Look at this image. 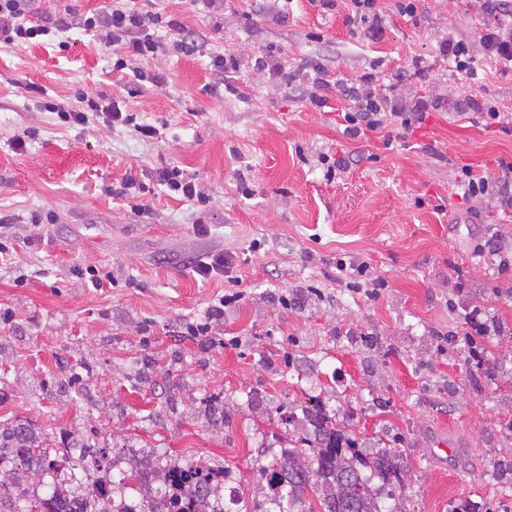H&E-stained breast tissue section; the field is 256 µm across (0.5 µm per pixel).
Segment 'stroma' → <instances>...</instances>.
<instances>
[{
  "instance_id": "stroma-1",
  "label": "stroma",
  "mask_w": 512,
  "mask_h": 512,
  "mask_svg": "<svg viewBox=\"0 0 512 512\" xmlns=\"http://www.w3.org/2000/svg\"><path fill=\"white\" fill-rule=\"evenodd\" d=\"M157 11L198 36L112 69L104 32L73 28L0 44V421L30 424L49 445L89 437L112 464L137 450L166 462L223 467L237 486L224 512L265 505L264 466L301 447L302 409L323 406L360 448L398 454V512H502L512 478V265L476 253L497 237L512 250V213L495 199L467 204L452 188L469 165L500 175L512 135L459 107L477 93L512 114V72L477 58L465 84L438 55L475 35L478 0H419L387 11L381 40L350 22L344 0H158ZM271 51L279 71L259 64ZM233 58L232 76L215 65ZM421 60L424 80L401 68ZM322 65L353 83L373 74L389 96L439 99L413 129L344 133L347 100L327 108L309 75ZM160 72L144 88L134 70ZM123 95L137 122L158 128L68 125L36 97L75 105ZM32 137L15 150L14 139ZM346 157L327 178L323 154ZM176 167L207 207L154 184ZM153 187L120 199L126 176ZM223 251L235 281L205 280L192 257ZM369 264L387 286L351 288L339 260ZM111 272L92 287L86 268ZM239 291L206 336L218 295ZM499 331L476 335L477 323ZM482 351L490 372L477 375ZM454 455L440 449V441ZM241 298L242 296L240 295V292L221 296L218 300V305L212 306L211 312L208 316V321L210 322L213 319H218L224 316V307L231 303L238 302ZM208 321L186 323V332H184V334H187L188 336H206L210 330V323Z\"/></svg>"
}]
</instances>
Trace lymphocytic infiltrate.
I'll use <instances>...</instances> for the list:
<instances>
[{
  "label": "lymphocytic infiltrate",
  "mask_w": 512,
  "mask_h": 512,
  "mask_svg": "<svg viewBox=\"0 0 512 512\" xmlns=\"http://www.w3.org/2000/svg\"><path fill=\"white\" fill-rule=\"evenodd\" d=\"M35 0H0V40L11 43L26 42L51 36L73 27L87 30L101 29L113 46L112 68L125 70L132 57L149 58L158 54L163 43L154 34L155 28L164 27L178 32L184 50H194L195 40L182 36V26L161 12L138 7L137 0H117L105 12L79 13L65 8L63 15L42 18L41 22L27 24L33 16ZM479 8L487 21L474 38L451 37L441 41L439 52L448 59L453 71L462 79H474L477 56H484L499 65L502 71L512 70V0H480ZM348 97L353 105L342 115L344 132L352 138L365 132H381L389 128L410 129L422 123L431 108L429 100L420 98L406 105L388 97L375 86L373 75H365L359 84L349 87ZM77 108L69 109L53 102H46L47 111L58 113L64 122L83 125L97 121L106 126L134 124L138 134L145 139L154 138L155 126L135 123L132 114L122 109L120 96L94 101L77 94Z\"/></svg>",
  "instance_id": "f902f5d3"
}]
</instances>
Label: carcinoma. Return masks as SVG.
Instances as JSON below:
<instances>
[{"label":"carcinoma","instance_id":"obj_1","mask_svg":"<svg viewBox=\"0 0 512 512\" xmlns=\"http://www.w3.org/2000/svg\"><path fill=\"white\" fill-rule=\"evenodd\" d=\"M313 439L308 450L290 449L288 457L272 465L266 473L275 491L269 499L273 512H294L293 504L308 489L318 492L322 512H381L376 489L368 484L364 472L380 478L382 483H401L403 468L395 454L387 451L366 454L355 440L345 437L336 420L318 410L308 413ZM72 448H91L83 462V477L71 475L76 493H89L97 484L95 473L103 468L109 449L75 439ZM13 454L20 469L40 475L52 469L48 448L31 436L22 423L0 424V456ZM150 512H190L167 498L165 489L156 492Z\"/></svg>","mask_w":512,"mask_h":512}]
</instances>
